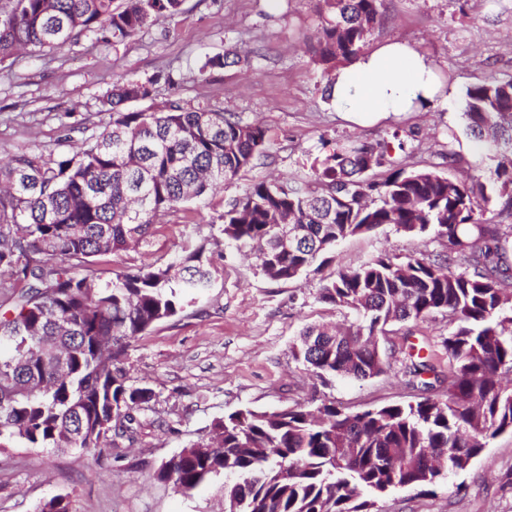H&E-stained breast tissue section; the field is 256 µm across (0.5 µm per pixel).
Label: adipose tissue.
I'll use <instances>...</instances> for the list:
<instances>
[{
  "label": "adipose tissue",
  "instance_id": "obj_1",
  "mask_svg": "<svg viewBox=\"0 0 512 512\" xmlns=\"http://www.w3.org/2000/svg\"><path fill=\"white\" fill-rule=\"evenodd\" d=\"M442 94L434 62L404 41L377 45L329 81L337 113L359 125L421 111Z\"/></svg>",
  "mask_w": 512,
  "mask_h": 512
}]
</instances>
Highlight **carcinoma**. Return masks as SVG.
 <instances>
[{"instance_id":"carcinoma-1","label":"carcinoma","mask_w":512,"mask_h":512,"mask_svg":"<svg viewBox=\"0 0 512 512\" xmlns=\"http://www.w3.org/2000/svg\"><path fill=\"white\" fill-rule=\"evenodd\" d=\"M383 0H319L323 22L310 41L331 76L356 60L382 22ZM183 0H0V64L20 51L62 49L87 34L125 42ZM153 82L113 85L111 121L77 157L28 151L0 165V271L23 283L0 315V448H70L100 455L132 437L133 413L153 391L128 383L129 343L205 296L213 277L206 245L107 281L103 256L147 241L156 220L185 202L204 205L214 187L266 150V130L237 115L178 100L156 111L125 104L152 97ZM463 119L473 141L494 152L491 184L452 179L434 167L395 165L390 146L348 140L314 160L311 175L259 181L217 216L224 244L255 250L272 281H293L336 245L393 225L432 232L443 251L397 262L381 254L339 270L318 299L354 311L339 329L307 327L292 354L321 380L386 372L379 345L393 322L448 314L441 341L448 374L409 344L407 383L426 396L408 405L350 413L333 402L278 414L240 409L163 463L156 479L190 492L222 475L224 512H374L393 488H433L465 470L489 440L512 433V224L484 218L495 202L512 215V79L466 89ZM284 224L300 241L279 249ZM432 376V380L424 376ZM37 512H72L53 497Z\"/></svg>"}]
</instances>
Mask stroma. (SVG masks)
Segmentation results:
<instances>
[{"label": "stroma", "mask_w": 512, "mask_h": 512, "mask_svg": "<svg viewBox=\"0 0 512 512\" xmlns=\"http://www.w3.org/2000/svg\"><path fill=\"white\" fill-rule=\"evenodd\" d=\"M320 23L318 0H184L182 14L158 19L118 45L84 35L51 52L16 56L0 65V161L21 150L73 154L61 127L81 124L99 132L110 113L104 101L124 81H153L154 110L180 100L226 109L261 123L267 150L218 186L207 206L181 204L155 224L146 243L99 258L97 277L112 279L171 259L185 246L210 239L212 217L253 183L288 181L309 173L315 158L336 142L399 136L394 160L410 166L443 165L448 148L459 153L458 173H490L496 165L462 134L468 86L512 79V0H384L383 21L367 39L405 41L437 65L446 101L425 111L390 117L370 127L343 120L325 94L326 80L307 42ZM226 55L221 68L203 70L206 57ZM458 131L449 144V131ZM432 233L412 235L384 225L342 241L331 262L295 281L275 282L249 249L214 256L216 274L203 303L157 323L132 340L125 368L129 384L155 397L139 415L135 441L120 440L97 458L75 450L8 448L0 451V512H35L54 496L74 512H224L222 478L184 493L158 482L160 465L218 417L243 408L274 410L325 401L350 412L405 405L421 397L402 376L397 350L411 342L447 366L441 346L450 325L437 314L422 323L391 326L380 344L390 366L370 379L321 382L292 356L310 324L353 321L355 315L317 298L324 279L381 254L398 260L438 252ZM378 512H512V434L489 441L467 470L448 475L432 491L396 489L378 500Z\"/></svg>", "instance_id": "35a3bbf8"}]
</instances>
